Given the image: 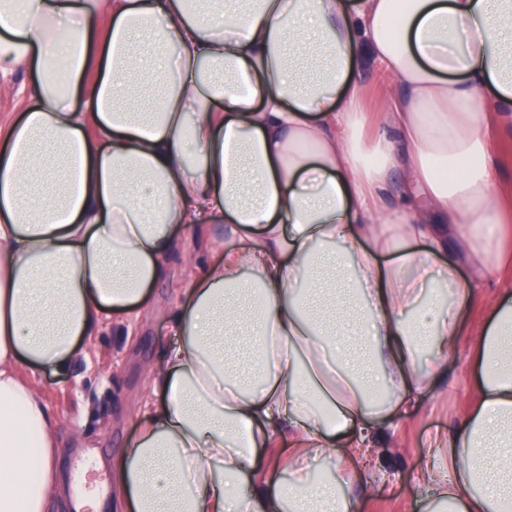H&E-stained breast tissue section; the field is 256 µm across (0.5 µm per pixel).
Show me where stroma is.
<instances>
[{
	"label": "stroma",
	"instance_id": "35a3bbf8",
	"mask_svg": "<svg viewBox=\"0 0 512 512\" xmlns=\"http://www.w3.org/2000/svg\"><path fill=\"white\" fill-rule=\"evenodd\" d=\"M36 81L33 69L0 77L1 126L20 118ZM223 230V225L204 223L178 231L180 248L169 275L153 287L132 326L104 320L85 340V357L65 370L39 374L41 391L57 421L61 468L77 494L100 499L101 512L121 509L112 461L138 433L148 393L144 366L174 342L169 317L178 295L206 263L216 260L209 243ZM472 352V336L462 334L448 375L399 420L395 436L379 440V456L362 469L353 491L355 512H423L414 482L423 469L448 466L432 452L428 440L435 429L450 430L460 422L475 381Z\"/></svg>",
	"mask_w": 512,
	"mask_h": 512
}]
</instances>
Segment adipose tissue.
I'll list each match as a JSON object with an SVG mask.
<instances>
[{
	"label": "adipose tissue",
	"instance_id": "ef3b65f1",
	"mask_svg": "<svg viewBox=\"0 0 512 512\" xmlns=\"http://www.w3.org/2000/svg\"><path fill=\"white\" fill-rule=\"evenodd\" d=\"M27 67L0 151V512L63 488L38 372L130 319L177 230L214 215L224 258L146 367L121 506L353 512L341 477L448 370L512 234L490 150L512 132V0H0V76ZM472 334L474 400L430 439L448 469L415 481L427 512H512V291ZM311 458L338 480L311 483Z\"/></svg>",
	"mask_w": 512,
	"mask_h": 512
}]
</instances>
